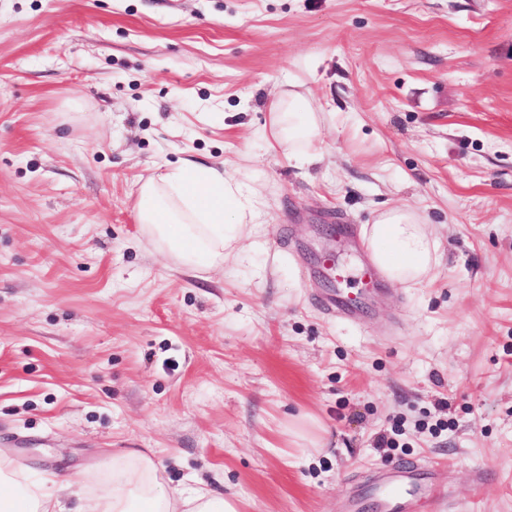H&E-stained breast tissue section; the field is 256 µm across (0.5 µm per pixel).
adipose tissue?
Here are the masks:
<instances>
[{"label":"adipose tissue","instance_id":"adipose-tissue-1","mask_svg":"<svg viewBox=\"0 0 512 512\" xmlns=\"http://www.w3.org/2000/svg\"><path fill=\"white\" fill-rule=\"evenodd\" d=\"M270 136L294 150L298 163L320 133V117L304 94L277 96L270 108ZM136 210L151 239L181 267L209 268L224 261L241 229L254 223L256 205L240 184L212 168L192 163L141 183ZM363 240L384 277L397 284L420 283L437 259L438 241L409 206L382 212L365 225ZM46 479L32 480L0 459V512H55ZM75 512H238L235 498L199 489L183 496L168 491L155 460L144 453L116 466L112 481Z\"/></svg>","mask_w":512,"mask_h":512}]
</instances>
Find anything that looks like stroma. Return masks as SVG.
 <instances>
[{
    "instance_id": "stroma-1",
    "label": "stroma",
    "mask_w": 512,
    "mask_h": 512,
    "mask_svg": "<svg viewBox=\"0 0 512 512\" xmlns=\"http://www.w3.org/2000/svg\"><path fill=\"white\" fill-rule=\"evenodd\" d=\"M283 90L318 161L264 136ZM187 161L263 202L202 272L135 209ZM399 205L436 268L323 312V225ZM128 451L239 512H351L398 461L512 512V0H0V457L92 494Z\"/></svg>"
}]
</instances>
